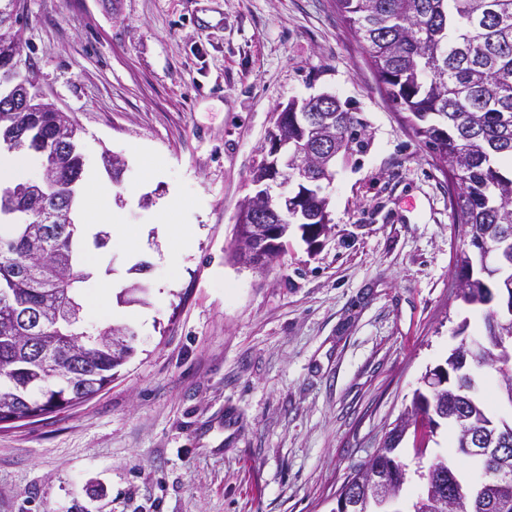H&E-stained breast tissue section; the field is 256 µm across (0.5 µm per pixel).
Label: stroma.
Listing matches in <instances>:
<instances>
[{
  "label": "stroma",
  "mask_w": 512,
  "mask_h": 512,
  "mask_svg": "<svg viewBox=\"0 0 512 512\" xmlns=\"http://www.w3.org/2000/svg\"><path fill=\"white\" fill-rule=\"evenodd\" d=\"M22 60L75 121L85 174L124 160L112 193L122 245L95 247L83 327L127 328L133 352L92 398L0 426V512H334L454 332L464 247L448 180L405 129L336 0H21ZM331 93L369 146L325 192L332 231L291 226L267 272L233 258L236 216L277 106ZM192 225L169 261L158 223ZM143 299L123 303L131 283ZM440 426L412 477L450 453Z\"/></svg>",
  "instance_id": "stroma-1"
}]
</instances>
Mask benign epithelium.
Wrapping results in <instances>:
<instances>
[{
    "label": "benign epithelium",
    "mask_w": 512,
    "mask_h": 512,
    "mask_svg": "<svg viewBox=\"0 0 512 512\" xmlns=\"http://www.w3.org/2000/svg\"><path fill=\"white\" fill-rule=\"evenodd\" d=\"M17 65L10 61L0 68V112H17L22 109L37 110L54 105L45 101L39 88L25 83L16 76ZM304 127L318 139L321 153L313 157L310 150L288 140L284 129L288 121ZM336 134L321 130L314 113L300 111L298 107H282L277 112L274 127L269 131L261 149L263 173L252 176V195L246 197L237 215L240 234L238 245L246 254V264L251 268H267L277 252L279 239L288 233V225L299 223L309 216L302 205L309 191H323L325 175L335 171L341 158L336 151ZM51 167H46L43 178L29 182L24 187L0 188V209L6 213L27 212L26 200L41 191L49 182ZM291 185L289 192H274V188ZM309 191H299V186ZM490 303L496 310L493 318L502 313L512 315V281L499 283V291L491 292ZM395 481L384 475L364 470L355 483L336 497L335 512H395Z\"/></svg>",
    "instance_id": "obj_1"
}]
</instances>
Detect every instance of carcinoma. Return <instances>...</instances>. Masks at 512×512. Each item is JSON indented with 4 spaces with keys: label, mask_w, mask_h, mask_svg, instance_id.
I'll list each match as a JSON object with an SVG mask.
<instances>
[{
    "label": "carcinoma",
    "mask_w": 512,
    "mask_h": 512,
    "mask_svg": "<svg viewBox=\"0 0 512 512\" xmlns=\"http://www.w3.org/2000/svg\"><path fill=\"white\" fill-rule=\"evenodd\" d=\"M336 7L362 42L379 83L404 113L403 121L435 154L436 164L460 186L452 223L464 226L472 250L457 259V277L464 299L482 311L483 334L477 341L489 358L457 368L455 351L445 360L448 384L440 390L415 391L405 410L410 419L437 409L435 426L446 422L455 431V452L439 455L429 464L431 478L410 512H512V481L499 480L501 458L467 457L464 434L445 416L465 407L474 430L485 432L493 447L512 449V431L500 421H512V356L496 349L502 336L512 337V317L491 326V312L481 304L494 279L485 273L481 243L505 246L512 242V0H336ZM339 135L348 136L345 152L366 151V124L346 102L336 101ZM14 125L32 131L38 146L18 145L7 153L43 151L55 154L59 179L41 202L62 209L78 202L77 188L84 174V158L73 155L60 139L62 117L56 112H9L0 115V129ZM28 234L19 235L13 222L0 227V284H8L10 301L0 303V412L26 414L45 401V412L57 407L55 392L65 403H79L112 382L113 370L132 354H116L112 336L125 332L109 326L95 336L80 331L83 306L81 284L91 274L78 268V228L75 224H45L40 213L28 214ZM33 310L44 322L41 352L29 349L26 328L16 312ZM498 373V410L486 405L481 393L461 391L467 373ZM402 433L392 428L379 454L354 466L346 478L355 480L361 468L382 467L400 472L398 447ZM470 462L481 478L496 485L495 500L485 503L466 494L469 480L460 461Z\"/></svg>",
    "instance_id": "cac0c4a2"
}]
</instances>
